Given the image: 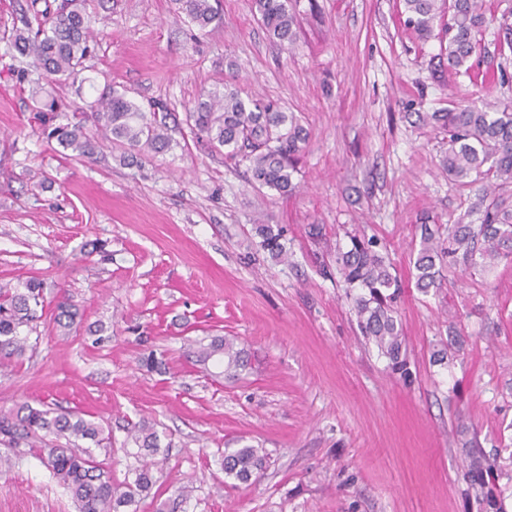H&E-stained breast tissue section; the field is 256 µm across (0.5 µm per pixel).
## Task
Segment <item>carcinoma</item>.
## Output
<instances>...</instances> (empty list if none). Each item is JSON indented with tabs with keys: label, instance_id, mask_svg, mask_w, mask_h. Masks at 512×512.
Instances as JSON below:
<instances>
[{
	"label": "carcinoma",
	"instance_id": "obj_1",
	"mask_svg": "<svg viewBox=\"0 0 512 512\" xmlns=\"http://www.w3.org/2000/svg\"><path fill=\"white\" fill-rule=\"evenodd\" d=\"M407 25L427 40L440 24L442 41L439 63L448 77L465 76L485 90L512 77L503 68L480 70L482 41L490 28L497 29L500 52L512 54V4L501 13H489L484 0H400ZM39 0H30L23 27L10 33L12 48L31 58V66L49 76L55 86L81 75L91 54L93 32L86 0H65L55 13L50 7L38 9ZM176 12L189 23L206 29L216 19L210 0H174ZM256 13L270 36L281 44L295 41L296 16L287 0H253ZM38 108L33 119L42 127L48 143L70 153L75 159L94 160L114 145L123 149L120 161L130 167L142 165V152H164L171 147L169 125L172 113L155 103L144 109L116 90L98 97L95 110L81 107L69 114ZM419 121L448 135L444 169L455 182L476 186V200L470 209L445 233L421 226L415 261L416 287L426 292L438 287L443 263L458 267L461 275L487 271L502 260L512 262V207L498 200L492 189L512 184V101L491 102L479 96L445 112L417 113ZM185 122L197 139L214 149H224L227 158L246 165L250 183L279 194H291L298 173L296 162L307 141V132L292 114L270 102H244L237 92L210 93L185 113ZM477 216V222L469 220ZM261 247L275 261H283L286 250L283 229L273 224H255ZM348 243L336 247V266L345 287L358 291L353 297L359 329L385 356L392 367L402 369L405 359L403 329L395 316L394 302L400 285L378 244L357 231L346 233ZM44 284L30 278L15 284L0 283V371L23 363L29 347L41 339ZM78 311L71 299L63 297L55 306L53 323L69 328ZM201 363L213 358L224 364V374L235 376L245 369L246 351L228 337L201 344L194 351ZM142 463L134 469V479L116 482L97 462L89 442L100 446L101 428L77 411L42 405L20 407L10 416L0 415V443L16 448L40 445L42 461L68 489L79 512H127V508L148 497L154 486L152 474L158 465L159 435L141 422L130 430ZM266 453L245 445L224 455V475L242 484L265 467Z\"/></svg>",
	"mask_w": 512,
	"mask_h": 512
}]
</instances>
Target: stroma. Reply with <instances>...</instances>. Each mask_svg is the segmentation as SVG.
<instances>
[{"instance_id":"35a3bbf8","label":"stroma","mask_w":512,"mask_h":512,"mask_svg":"<svg viewBox=\"0 0 512 512\" xmlns=\"http://www.w3.org/2000/svg\"><path fill=\"white\" fill-rule=\"evenodd\" d=\"M211 3L218 18L194 37L172 0H88L90 82L55 88L59 104L86 108L113 87L179 124L172 151L129 168L67 158L30 124L40 82L32 70L15 89L4 36L19 15L0 0V282L41 279L46 307L64 294L79 309L69 334L45 322L37 350L0 374V410L88 415L111 438L94 456L118 482L137 464L128 427L153 424L160 496L137 512H486L487 492L512 512V263L473 278L443 269L427 293L414 267L422 222L455 223L475 198L417 115L475 86L439 67L438 38L405 27L399 0H288L289 48L252 0ZM227 87L307 130L293 194L252 187L244 166L192 138L188 109ZM258 221L283 228L287 262L259 248ZM352 228L384 247L402 284L407 373L361 335L336 270ZM224 336L249 355L231 379L188 350ZM150 354L160 368L143 365ZM246 444L267 453L248 486L221 468ZM0 455V512H78L38 449ZM476 463L494 467L481 494L464 478Z\"/></svg>"}]
</instances>
